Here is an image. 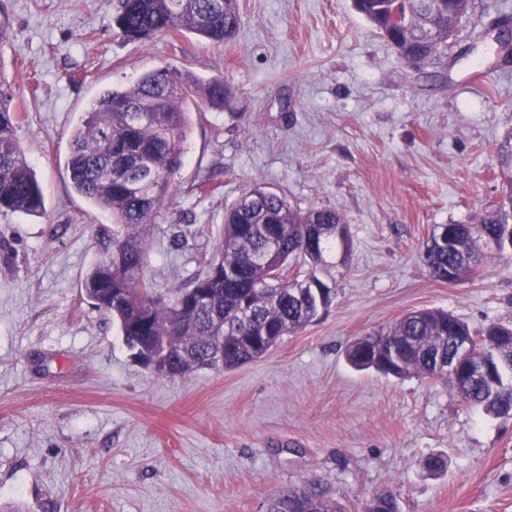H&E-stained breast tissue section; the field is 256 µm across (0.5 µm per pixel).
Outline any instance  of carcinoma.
<instances>
[{"instance_id": "carcinoma-1", "label": "carcinoma", "mask_w": 512, "mask_h": 512, "mask_svg": "<svg viewBox=\"0 0 512 512\" xmlns=\"http://www.w3.org/2000/svg\"><path fill=\"white\" fill-rule=\"evenodd\" d=\"M355 10L400 57L441 62L472 0H353ZM114 24L127 40L193 33L221 46L240 25L237 0H118ZM232 90L222 78L201 79L168 67L142 75L128 87L102 91L71 130L66 170L73 190L112 216V234L86 274L84 291L94 307L117 322L125 347L148 366L171 348L172 376L201 368L234 369L270 350L266 337L303 329L327 310L335 290L321 296L302 288L316 277L325 254L342 248L340 213L306 211L257 185L224 215L223 238L205 270L186 286L158 293L145 274L148 229L176 189L184 166L191 108L224 111ZM18 112L0 107V210L31 214L45 209L44 196L17 138ZM506 182L503 199L469 224H442L423 244L431 277L452 268L456 281L475 279L491 263L512 259V133L494 148ZM448 232V245L438 242ZM459 336L470 337L473 358L486 374L446 377L448 390L469 408L512 418V323L492 322L480 332L451 312L421 309L351 343L348 362L375 369L374 356H397L396 378H434L437 359ZM266 512H343L341 504L311 484L271 495ZM364 512H399L396 497L375 495Z\"/></svg>"}]
</instances>
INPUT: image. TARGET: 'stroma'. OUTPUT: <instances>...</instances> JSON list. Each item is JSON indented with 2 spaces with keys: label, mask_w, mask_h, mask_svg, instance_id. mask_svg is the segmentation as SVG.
<instances>
[{
  "label": "stroma",
  "mask_w": 512,
  "mask_h": 512,
  "mask_svg": "<svg viewBox=\"0 0 512 512\" xmlns=\"http://www.w3.org/2000/svg\"><path fill=\"white\" fill-rule=\"evenodd\" d=\"M229 44L128 41L116 0H0L11 28L0 75L45 212L0 211V512H263L302 484L363 512H512V418L467 408L445 382L354 369L358 337L423 308L481 331L512 321V262L431 278L417 251L437 226L498 201L494 145L512 132V67L488 48L512 0H475L451 46L469 59L412 65L352 0H238ZM491 78L472 85L474 66ZM171 67L220 77L221 112L192 115L175 199L153 226L145 272L183 286L214 252L224 213L257 185L297 209L330 208L351 255L319 269L329 310L241 367L167 377L136 363L84 297L109 213L74 192L68 137L99 91ZM221 168L222 188H197ZM443 456L445 470L424 460Z\"/></svg>",
  "instance_id": "35a3bbf8"
}]
</instances>
